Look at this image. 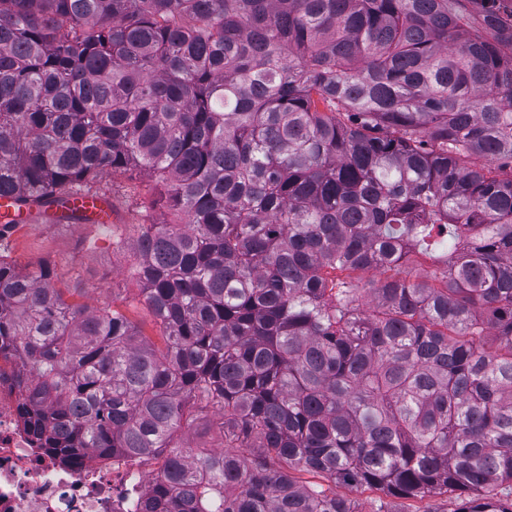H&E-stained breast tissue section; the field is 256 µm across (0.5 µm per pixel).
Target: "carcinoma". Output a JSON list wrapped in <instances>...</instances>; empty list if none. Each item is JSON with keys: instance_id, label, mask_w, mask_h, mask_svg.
I'll list each match as a JSON object with an SVG mask.
<instances>
[{"instance_id": "obj_1", "label": "carcinoma", "mask_w": 512, "mask_h": 512, "mask_svg": "<svg viewBox=\"0 0 512 512\" xmlns=\"http://www.w3.org/2000/svg\"><path fill=\"white\" fill-rule=\"evenodd\" d=\"M465 2L0 0V196L101 224L139 170L170 216L134 242L161 349L0 255L42 447L161 460L136 512H512V59ZM336 491L354 502L358 512H375L379 505V497L387 503V510L392 512H450L453 505L448 502V496H430L419 499H398L385 497L382 493L370 490L350 491L337 488Z\"/></svg>"}]
</instances>
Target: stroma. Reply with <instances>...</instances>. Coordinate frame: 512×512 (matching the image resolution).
I'll use <instances>...</instances> for the list:
<instances>
[{
	"instance_id": "1",
	"label": "stroma",
	"mask_w": 512,
	"mask_h": 512,
	"mask_svg": "<svg viewBox=\"0 0 512 512\" xmlns=\"http://www.w3.org/2000/svg\"><path fill=\"white\" fill-rule=\"evenodd\" d=\"M100 185L112 203L111 224L124 229L128 240L138 236L137 226L145 220V209L156 194L153 178L138 172L105 174ZM22 271L38 274L51 267L57 287L77 289V302L93 309L125 308L129 318L142 327L153 342L161 331L145 304L135 303L138 293L132 249L117 250L111 233L96 224H46L36 222L13 229L8 246L0 253Z\"/></svg>"
}]
</instances>
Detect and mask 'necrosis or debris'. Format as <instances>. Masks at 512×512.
<instances>
[{
    "mask_svg": "<svg viewBox=\"0 0 512 512\" xmlns=\"http://www.w3.org/2000/svg\"><path fill=\"white\" fill-rule=\"evenodd\" d=\"M482 35L512 37V0H471ZM11 365L0 360V512H134L133 502L152 476L153 459L86 454L64 459L42 447L25 426Z\"/></svg>",
    "mask_w": 512,
    "mask_h": 512,
    "instance_id": "4bbe7bcc",
    "label": "necrosis or debris"
}]
</instances>
